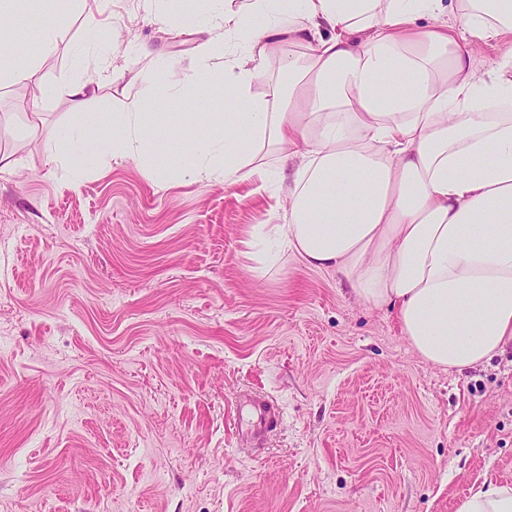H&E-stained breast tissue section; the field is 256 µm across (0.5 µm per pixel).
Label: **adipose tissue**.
Returning <instances> with one entry per match:
<instances>
[{
    "label": "adipose tissue",
    "instance_id": "1",
    "mask_svg": "<svg viewBox=\"0 0 512 512\" xmlns=\"http://www.w3.org/2000/svg\"><path fill=\"white\" fill-rule=\"evenodd\" d=\"M186 22L214 32L195 72L223 85L224 133L169 142L179 169L266 187L298 158L269 229L279 253L336 270L361 302L394 310L436 368L512 348V0H209ZM475 38L506 46L481 75ZM99 87L72 82L69 140L88 147L106 133L113 158L152 163L169 113L145 99L88 111ZM456 512H512V489L483 479Z\"/></svg>",
    "mask_w": 512,
    "mask_h": 512
}]
</instances>
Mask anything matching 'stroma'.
I'll return each mask as SVG.
<instances>
[{
  "instance_id": "stroma-1",
  "label": "stroma",
  "mask_w": 512,
  "mask_h": 512,
  "mask_svg": "<svg viewBox=\"0 0 512 512\" xmlns=\"http://www.w3.org/2000/svg\"><path fill=\"white\" fill-rule=\"evenodd\" d=\"M40 9L17 0L0 47L34 42ZM156 9L77 11L36 76L0 87L19 160L0 172V512H456L484 477L512 487V350L444 371L336 271L254 275L280 201L255 181L161 190L165 155L101 148L72 155L79 180L52 171L72 76H100L104 113L170 111L154 74L194 83L209 26ZM255 395L282 412L258 441L235 427Z\"/></svg>"
}]
</instances>
